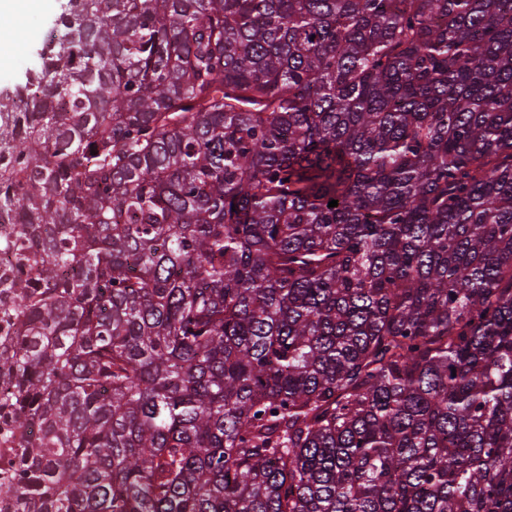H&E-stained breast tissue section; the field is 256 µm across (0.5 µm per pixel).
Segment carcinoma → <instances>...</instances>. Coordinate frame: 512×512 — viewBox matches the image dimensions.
Instances as JSON below:
<instances>
[{
    "label": "carcinoma",
    "instance_id": "cac0c4a2",
    "mask_svg": "<svg viewBox=\"0 0 512 512\" xmlns=\"http://www.w3.org/2000/svg\"><path fill=\"white\" fill-rule=\"evenodd\" d=\"M53 29L0 102V512H512V0Z\"/></svg>",
    "mask_w": 512,
    "mask_h": 512
}]
</instances>
